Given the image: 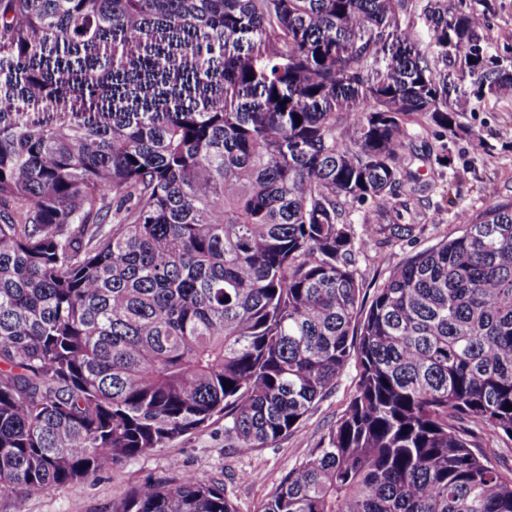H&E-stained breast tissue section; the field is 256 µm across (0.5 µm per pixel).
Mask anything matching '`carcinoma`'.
Here are the masks:
<instances>
[{
	"mask_svg": "<svg viewBox=\"0 0 512 512\" xmlns=\"http://www.w3.org/2000/svg\"><path fill=\"white\" fill-rule=\"evenodd\" d=\"M0 0V501L224 418L241 453L351 399L259 512H512V202L392 269L359 315L351 210L410 237L431 55L512 95L479 17L424 0ZM301 123H296L295 118ZM232 388L225 389V386ZM113 512H236L184 473ZM423 4L424 2H421V0H409L408 12L403 16V18L410 20L416 41L421 47H426L431 46L433 40L432 32L422 13Z\"/></svg>",
	"mask_w": 512,
	"mask_h": 512,
	"instance_id": "carcinoma-1",
	"label": "carcinoma"
}]
</instances>
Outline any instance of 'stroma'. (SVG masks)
I'll return each mask as SVG.
<instances>
[{
	"label": "stroma",
	"mask_w": 512,
	"mask_h": 512,
	"mask_svg": "<svg viewBox=\"0 0 512 512\" xmlns=\"http://www.w3.org/2000/svg\"><path fill=\"white\" fill-rule=\"evenodd\" d=\"M452 11H476L483 19L487 56L512 60V0H449ZM437 70L447 80L449 100H466L470 106L458 117L456 134L422 135L409 152L412 168L432 189L422 201L431 220L418 224L410 239L387 240L369 235L374 223L371 209L355 206L350 216L356 238L366 240L356 255L358 278L366 294H373L389 272L410 256L455 232L466 217L479 213L488 200L512 201V101L485 97L473 99L471 78H460L459 61H437ZM485 144L484 153L473 151V139ZM447 152L451 164H435L437 153ZM356 364H348L337 386L305 417L293 436L268 448L239 453L224 437L223 419H214L204 429L185 435L169 447L118 463L94 479L65 486H50L31 494L27 512H112L133 488L146 482L163 483L191 472L223 480L227 496L237 512H258L279 487L282 479L317 446L329 427L345 410L353 392Z\"/></svg>",
	"instance_id": "1"
}]
</instances>
